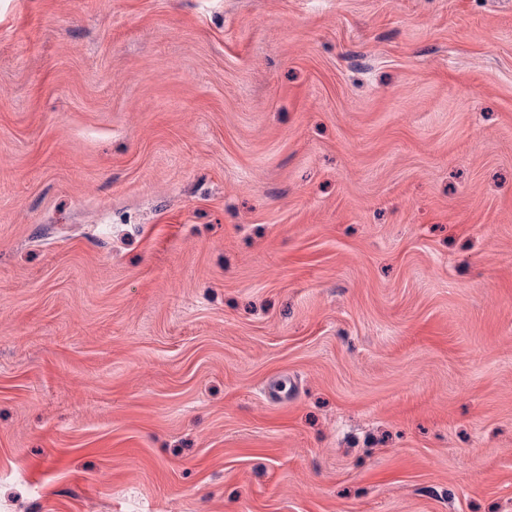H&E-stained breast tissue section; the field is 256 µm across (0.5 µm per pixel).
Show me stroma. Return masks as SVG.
Returning <instances> with one entry per match:
<instances>
[{"instance_id": "stroma-1", "label": "stroma", "mask_w": 512, "mask_h": 512, "mask_svg": "<svg viewBox=\"0 0 512 512\" xmlns=\"http://www.w3.org/2000/svg\"><path fill=\"white\" fill-rule=\"evenodd\" d=\"M0 512H512V0H0Z\"/></svg>"}]
</instances>
